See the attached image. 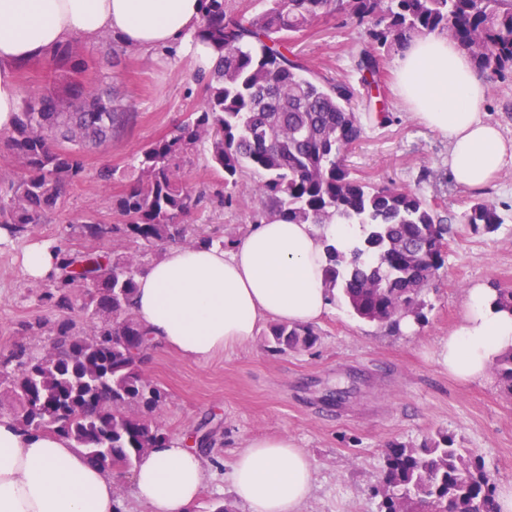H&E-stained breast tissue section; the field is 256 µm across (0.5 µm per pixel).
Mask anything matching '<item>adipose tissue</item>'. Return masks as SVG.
I'll return each instance as SVG.
<instances>
[{
    "label": "adipose tissue",
    "instance_id": "1",
    "mask_svg": "<svg viewBox=\"0 0 512 512\" xmlns=\"http://www.w3.org/2000/svg\"><path fill=\"white\" fill-rule=\"evenodd\" d=\"M201 22V0H0V132L11 130L21 106L19 68L49 49L109 33L144 51L191 52L206 70L217 55L195 37ZM398 76L415 116L447 140L458 186L483 189L512 163V140L482 117L486 85L454 41L439 33L412 40L398 58ZM362 235L358 224L277 222L251 225L228 251L167 248L137 278L135 313L155 345L208 361L251 340L262 320L316 322L330 305L327 245L347 251ZM493 300L490 289H469L462 325L437 343L444 371L477 380L512 350V315ZM207 473L197 448L172 440L137 464L134 494L149 512H185ZM313 474L311 458L281 436L247 441L227 480L248 512H300ZM116 483L67 439L0 418V512H120Z\"/></svg>",
    "mask_w": 512,
    "mask_h": 512
}]
</instances>
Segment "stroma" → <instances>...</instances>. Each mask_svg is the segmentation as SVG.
Segmentation results:
<instances>
[{
    "label": "stroma",
    "instance_id": "obj_1",
    "mask_svg": "<svg viewBox=\"0 0 512 512\" xmlns=\"http://www.w3.org/2000/svg\"><path fill=\"white\" fill-rule=\"evenodd\" d=\"M360 38V28L330 18L301 33L294 51L356 90L364 133L348 154L350 167L370 182L419 192L448 227L445 261L423 295L425 318L395 335L336 300L317 322L320 340L308 350L273 352L264 322L252 341L203 363L154 347L143 370L167 394L156 422L172 438L204 422L214 439L203 451L210 462L207 482L186 512H213L218 504L234 502L226 474L236 452L256 437L288 436L312 458L315 482L301 512H377L372 488L386 446H419L441 433L452 436L455 447L475 450L497 486L512 485V396L500 390L494 374L462 382L433 357L439 339L462 323L469 288L512 289V164L484 190L458 186L448 172L447 140L414 118L399 98L396 49L381 52L388 120L369 117L361 76L349 59L350 45ZM77 45L89 62L81 80L108 79L132 118L111 142L86 154L84 179L71 190L68 207L114 222L112 200L136 181L141 149L200 105L198 65L191 54L175 49L116 57L99 38ZM485 83L481 112L512 139V78L489 76ZM106 165L115 171L107 187L98 180ZM236 194L240 205H205L191 223L224 241L238 240L250 227L252 199L245 184ZM482 201L492 203L504 219L495 231L460 221ZM65 230L63 216L56 214L17 238L0 237V353L19 344L49 347L50 336L33 338L20 330L22 322L46 313L38 302L41 283L26 275L22 257L32 244L59 243ZM337 391L342 400L327 403V395Z\"/></svg>",
    "mask_w": 512,
    "mask_h": 512
}]
</instances>
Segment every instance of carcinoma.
<instances>
[{"instance_id": "cac0c4a2", "label": "carcinoma", "mask_w": 512, "mask_h": 512, "mask_svg": "<svg viewBox=\"0 0 512 512\" xmlns=\"http://www.w3.org/2000/svg\"><path fill=\"white\" fill-rule=\"evenodd\" d=\"M227 2L203 0L197 37L217 61L196 75L202 104L141 151L139 177L112 201L119 222L69 212L39 296L52 317L21 324L27 336H51L49 348L38 353L20 344L0 354V385L14 400L16 423L68 438L121 478L170 437L153 420L166 395L142 369L154 343L133 310L137 261L105 245L114 238L145 251L224 244L185 223L206 196L182 181L201 143L224 175L220 203L233 204L252 174L251 198L259 203L253 223L362 225L363 242L350 255L327 248L330 299L391 333L406 318H424L422 295L444 263L447 229L419 193L364 182L348 168L346 153L363 135L354 89L307 66L294 53L296 35L338 14L364 28L349 58L370 77L369 87L383 84L379 49H403L432 33L448 35L478 73L512 74V0H268L254 16L227 10ZM47 57L54 78L24 92L13 128L0 134V153L21 171L0 174V232L11 238L65 211L70 188L84 176V149L112 140L130 117L111 90L77 78L87 61L71 43ZM462 223L496 229L503 218L478 202ZM318 340L312 325L274 322L267 333L277 352L310 349ZM492 370L511 396L512 349ZM380 483L379 512H498L482 459L446 434L418 447L388 445Z\"/></svg>"}]
</instances>
